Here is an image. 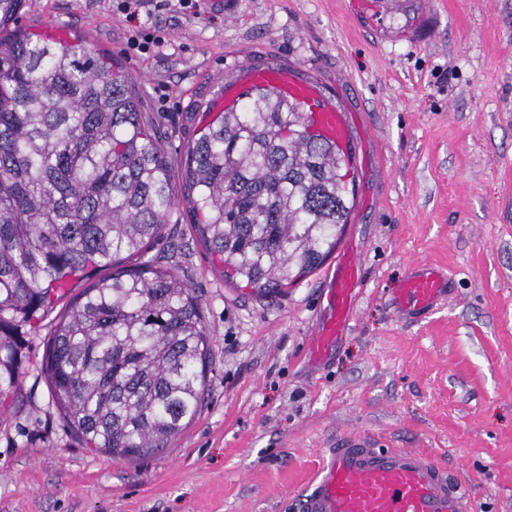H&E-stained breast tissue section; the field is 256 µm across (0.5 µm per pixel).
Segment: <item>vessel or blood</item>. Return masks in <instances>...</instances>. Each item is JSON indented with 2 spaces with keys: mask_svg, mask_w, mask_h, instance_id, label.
<instances>
[{
  "mask_svg": "<svg viewBox=\"0 0 512 512\" xmlns=\"http://www.w3.org/2000/svg\"><path fill=\"white\" fill-rule=\"evenodd\" d=\"M251 85L304 103L314 131L347 149L352 129L320 86L298 78L286 66L254 70ZM324 294L330 310L310 341L314 357L331 351L349 319L363 283V270L351 248L339 251ZM451 277L446 269L422 265L405 274L394 289L398 318L411 321L446 303ZM304 512H475L461 481L431 454L391 448L371 436L344 435L336 440L302 503Z\"/></svg>",
  "mask_w": 512,
  "mask_h": 512,
  "instance_id": "vessel-or-blood-1",
  "label": "vessel or blood"
}]
</instances>
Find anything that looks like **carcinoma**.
<instances>
[{"instance_id":"obj_1","label":"carcinoma","mask_w":512,"mask_h":512,"mask_svg":"<svg viewBox=\"0 0 512 512\" xmlns=\"http://www.w3.org/2000/svg\"><path fill=\"white\" fill-rule=\"evenodd\" d=\"M22 2L0 0V398L23 337L89 280L42 370L86 449L140 456L196 417L210 367L201 297L144 260L175 210L174 168L119 67L83 39L9 30ZM243 97L186 150L189 212L225 281L275 293L336 251L351 165L303 104Z\"/></svg>"}]
</instances>
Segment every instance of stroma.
Returning <instances> with one entry per match:
<instances>
[{"mask_svg": "<svg viewBox=\"0 0 512 512\" xmlns=\"http://www.w3.org/2000/svg\"><path fill=\"white\" fill-rule=\"evenodd\" d=\"M119 0H23L15 26L80 36L123 67L172 162L224 86L256 68L315 80L353 129L352 243L364 286L324 360L309 339L326 304L320 267L282 291L227 284L178 206L148 259L197 288L213 340L200 413L161 452L91 453L42 371L50 321L21 349L0 411V512H303L337 437L371 433L435 454L477 512H512V0H408L379 19L356 0H169L142 15L163 44L129 48ZM447 266L455 292L398 319L408 267Z\"/></svg>", "mask_w": 512, "mask_h": 512, "instance_id": "1", "label": "stroma"}]
</instances>
